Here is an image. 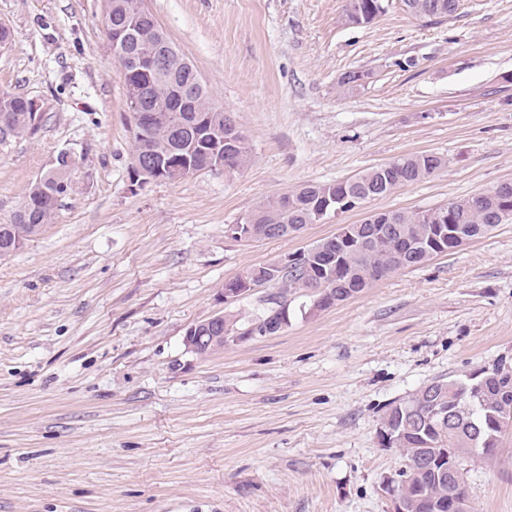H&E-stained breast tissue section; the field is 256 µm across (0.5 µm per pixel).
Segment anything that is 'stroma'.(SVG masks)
<instances>
[{"instance_id": "obj_1", "label": "stroma", "mask_w": 512, "mask_h": 512, "mask_svg": "<svg viewBox=\"0 0 512 512\" xmlns=\"http://www.w3.org/2000/svg\"><path fill=\"white\" fill-rule=\"evenodd\" d=\"M147 5L252 160L131 187L108 0H0V90L41 112L0 150V224L59 153L75 161L51 223L0 260V512H391L389 404L512 365V224L317 313L274 287L228 303L224 284L372 212L512 181V0L433 21L393 0L363 25L345 0ZM352 69L372 77L339 96ZM420 153L448 164L295 235L224 234L267 197ZM280 306L276 333L184 351L215 314L244 330ZM459 468L473 512H512V434Z\"/></svg>"}]
</instances>
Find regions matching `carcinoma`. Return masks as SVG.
<instances>
[{
	"label": "carcinoma",
	"mask_w": 512,
	"mask_h": 512,
	"mask_svg": "<svg viewBox=\"0 0 512 512\" xmlns=\"http://www.w3.org/2000/svg\"><path fill=\"white\" fill-rule=\"evenodd\" d=\"M112 25L129 33L127 44L113 51L123 84L137 86L149 98L150 106L169 111L164 125H145L132 138L134 155L161 167L167 175L185 156H200L195 147L194 118H208L205 140L223 145L236 132V145L224 151V172L244 169L251 161L246 137L231 127L233 118L216 108L205 86L194 94L195 111L179 110L169 91L172 81L193 79L181 68L184 60L178 47L158 24L156 17L140 14L138 0H118ZM414 17L424 12L442 18L458 9L459 0H400ZM389 0H346L345 20L351 24L370 23L385 12ZM370 74L363 70L343 73L337 82L339 93L350 96L363 86ZM32 131L24 96L0 91V148ZM447 165L433 154H410L334 183H306L259 202L250 220H241L244 232L269 225L290 236L310 224H318L336 211L345 213L362 204L390 194L394 189L426 179ZM57 189L54 181L36 183L28 192L10 224H0V259L12 255L16 236L28 238L49 223L58 203L45 201ZM447 222L436 223L432 210L405 212L389 210L385 224H373V216L360 224H344L349 244L336 256L303 248L304 258L282 271L276 286L304 290L311 298L323 297L327 305L311 304L313 311L343 302L397 271L421 266L437 250L451 248L452 233L463 232L477 239L501 224L512 222V184L493 187L471 198L448 202ZM381 426L390 436L377 435L382 448L398 450L407 461L403 479L397 484L408 512H441V506L466 495L459 469L463 455L490 457L500 447L512 426V366L500 363L493 370L470 380L448 377L434 380L386 409Z\"/></svg>",
	"instance_id": "carcinoma-1"
}]
</instances>
